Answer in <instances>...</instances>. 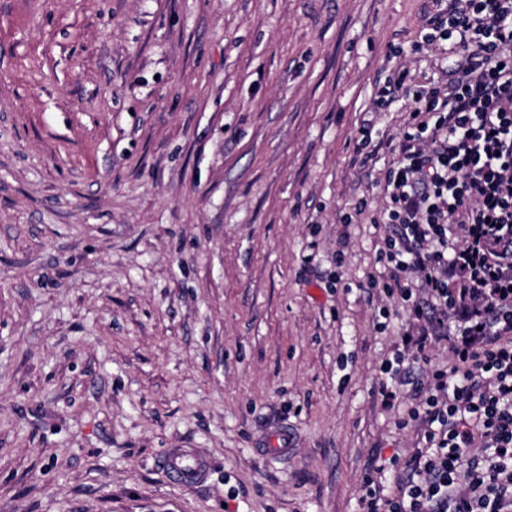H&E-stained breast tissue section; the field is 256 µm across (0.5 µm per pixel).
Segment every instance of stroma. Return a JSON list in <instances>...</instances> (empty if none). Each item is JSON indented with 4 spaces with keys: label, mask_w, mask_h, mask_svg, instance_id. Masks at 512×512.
<instances>
[{
    "label": "stroma",
    "mask_w": 512,
    "mask_h": 512,
    "mask_svg": "<svg viewBox=\"0 0 512 512\" xmlns=\"http://www.w3.org/2000/svg\"><path fill=\"white\" fill-rule=\"evenodd\" d=\"M437 10L0 0V512H362L371 459L422 447L372 284L409 110L370 107L432 80ZM161 465L168 479L177 485L200 483L208 472L207 458L199 448H169Z\"/></svg>",
    "instance_id": "35a3bbf8"
}]
</instances>
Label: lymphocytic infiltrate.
<instances>
[{
  "mask_svg": "<svg viewBox=\"0 0 512 512\" xmlns=\"http://www.w3.org/2000/svg\"><path fill=\"white\" fill-rule=\"evenodd\" d=\"M426 44L461 60L431 85L406 73L378 87L374 111L410 103L409 131L385 175L392 225L380 277L414 325L384 372L414 383L406 422L426 447L372 464L365 512H512V0H448L425 17ZM447 341L451 364L416 379L413 365ZM397 467L383 496L378 473Z\"/></svg>",
  "mask_w": 512,
  "mask_h": 512,
  "instance_id": "lymphocytic-infiltrate-1",
  "label": "lymphocytic infiltrate"
}]
</instances>
